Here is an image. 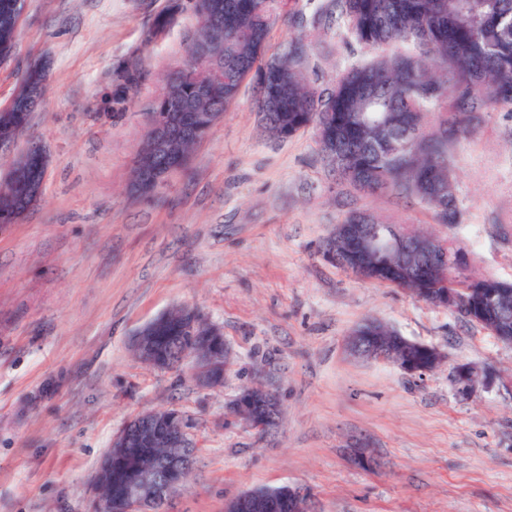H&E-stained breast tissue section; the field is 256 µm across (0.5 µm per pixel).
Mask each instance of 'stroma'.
Here are the masks:
<instances>
[{
	"mask_svg": "<svg viewBox=\"0 0 512 512\" xmlns=\"http://www.w3.org/2000/svg\"><path fill=\"white\" fill-rule=\"evenodd\" d=\"M168 0H25L19 37L0 64V109L29 62L45 58L41 105L0 180L32 144L50 156L43 195L0 225V512H92L96 469L134 416L174 408L196 443L168 512H224L247 490L290 485L315 512H512V346L407 290L328 261L335 224L365 210L457 241L476 276L512 282V107L493 105L448 147L462 221L427 206L366 196L321 161L315 129L276 140L261 127L252 80L155 194L128 191L164 79L198 33L191 6L159 36ZM331 0H292L269 52L299 32L315 86L372 60ZM178 306L221 327L231 363L221 386L194 361L160 371L133 341ZM375 320L446 360L423 376L352 355L346 339ZM492 371L460 397L455 366ZM271 385L282 414L262 437L230 411L246 387ZM365 447L374 468L357 465Z\"/></svg>",
	"mask_w": 512,
	"mask_h": 512,
	"instance_id": "1",
	"label": "stroma"
}]
</instances>
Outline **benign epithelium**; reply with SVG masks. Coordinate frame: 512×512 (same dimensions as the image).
<instances>
[{"label":"benign epithelium","mask_w":512,"mask_h":512,"mask_svg":"<svg viewBox=\"0 0 512 512\" xmlns=\"http://www.w3.org/2000/svg\"><path fill=\"white\" fill-rule=\"evenodd\" d=\"M288 61L275 64L271 72L261 76V82L268 88L269 97L277 103L288 96ZM213 83L200 81L194 95L188 97L172 93L165 97L162 111L153 115L146 127L144 139L151 155L164 159L167 164L157 168L146 166L141 170L142 180L155 185L160 184L177 164L173 163L172 146L175 139L185 130L194 128L200 102L209 98ZM373 227L370 214H363L360 224H337L332 237L347 240L349 252L353 256L357 271L365 276L368 270L361 262L362 257L378 248L377 240L369 233ZM393 239L387 243L386 250L395 251L393 270L403 272V250L406 236L400 226L392 227ZM482 289V306L489 309L498 308L500 298L505 290L495 287L492 277L478 281ZM163 319L157 318L147 324L138 334L134 348L137 356L145 363L157 369H167V363L161 361L156 350L157 330ZM224 332L218 326L210 327L209 347L194 354L195 380L204 386H216L222 382L224 375ZM482 377L468 365L457 366L452 375V382L457 392L470 396ZM270 408L273 416L281 412L280 399L272 389L255 385L244 389L234 404L236 417L243 420L252 429L259 431L263 425L255 421L254 408ZM159 445L175 448L177 452L164 456L150 467H146L126 481L120 487L122 512H166L168 500L177 488L175 484H166L161 479L165 470L178 469L187 471L192 467L195 444L191 438L183 415L176 409L155 410L142 413L131 419L116 434L112 448L104 457L97 470L94 483L96 492L112 482V458L122 457L130 448L148 450ZM224 512H313L310 496L304 491L285 485L273 492L245 491L225 504Z\"/></svg>","instance_id":"7a95c632"}]
</instances>
